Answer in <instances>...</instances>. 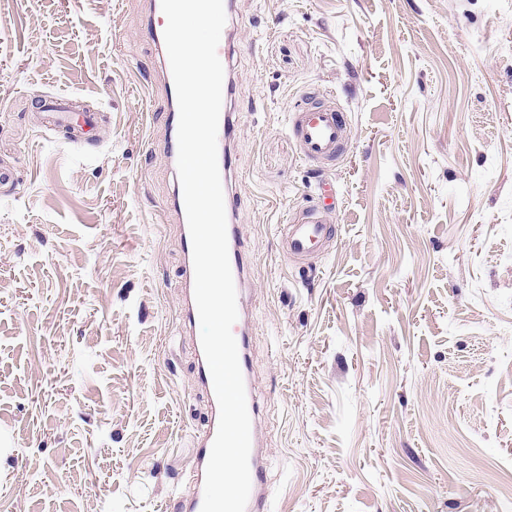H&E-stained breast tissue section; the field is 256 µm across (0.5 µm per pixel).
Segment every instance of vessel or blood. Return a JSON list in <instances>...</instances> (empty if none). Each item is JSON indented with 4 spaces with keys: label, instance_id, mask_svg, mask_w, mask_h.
Wrapping results in <instances>:
<instances>
[{
    "label": "vessel or blood",
    "instance_id": "obj_1",
    "mask_svg": "<svg viewBox=\"0 0 512 512\" xmlns=\"http://www.w3.org/2000/svg\"><path fill=\"white\" fill-rule=\"evenodd\" d=\"M226 24L217 53L222 64H229L232 45L238 35L237 2L224 0ZM234 80L225 76L223 81V104L218 125V166L221 174L224 203L227 217V239L229 263L233 274L237 298L245 300L251 288V263L241 248L237 225L240 221V206L236 183V132L238 114L233 99ZM43 125L47 130L66 131L70 140L88 139L95 130L100 115L96 112L75 113L71 98L54 96L43 100L39 106ZM288 130L295 141L302 159L306 162L329 168L340 163L348 148V121L343 108L331 98L313 99L297 107L288 116ZM169 216L183 230L182 295L179 315L183 329H190L199 321L194 298V266L192 242L188 228L183 191L175 189ZM337 230L327 223L317 211L309 210L293 214L288 223L280 227L279 242L282 253L294 261L303 262L326 250L335 240ZM239 353L242 373H249L250 321L246 310H239L238 319L232 328ZM196 383L205 393L208 408L205 420L195 436V454L188 475L191 491L180 497L176 512H201L206 466L219 422V406L215 396L211 374L203 351H196ZM247 407L251 419V450L249 457L251 491L246 512H270L267 496L265 468L263 462L262 423L260 406L255 394H248Z\"/></svg>",
    "mask_w": 512,
    "mask_h": 512
}]
</instances>
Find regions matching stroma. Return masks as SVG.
<instances>
[{
  "label": "stroma",
  "instance_id": "stroma-1",
  "mask_svg": "<svg viewBox=\"0 0 512 512\" xmlns=\"http://www.w3.org/2000/svg\"><path fill=\"white\" fill-rule=\"evenodd\" d=\"M238 235L272 512H512V0H238ZM149 0H0V512H174L206 397ZM349 149L301 159L308 87ZM104 116L82 145L32 115ZM334 246L306 272L287 214ZM289 223V224H288ZM337 237V229L315 210L293 214L280 226L279 242L282 253L296 262L326 250Z\"/></svg>",
  "mask_w": 512,
  "mask_h": 512
}]
</instances>
